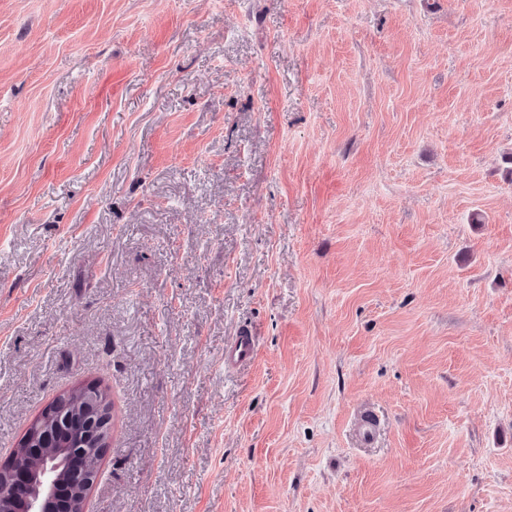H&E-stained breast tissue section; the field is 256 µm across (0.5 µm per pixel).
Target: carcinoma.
<instances>
[{"label":"carcinoma","mask_w":512,"mask_h":512,"mask_svg":"<svg viewBox=\"0 0 512 512\" xmlns=\"http://www.w3.org/2000/svg\"><path fill=\"white\" fill-rule=\"evenodd\" d=\"M112 414V405L106 392L97 389L93 393L81 392L75 387L54 398L41 412L31 428L30 441L18 446L22 462L35 473L43 467L50 468L64 455L81 453L84 470L79 476L66 472L62 478L66 512H80L81 480L99 472L104 448L112 438V430L99 431L96 423L99 410Z\"/></svg>","instance_id":"cac0c4a2"}]
</instances>
